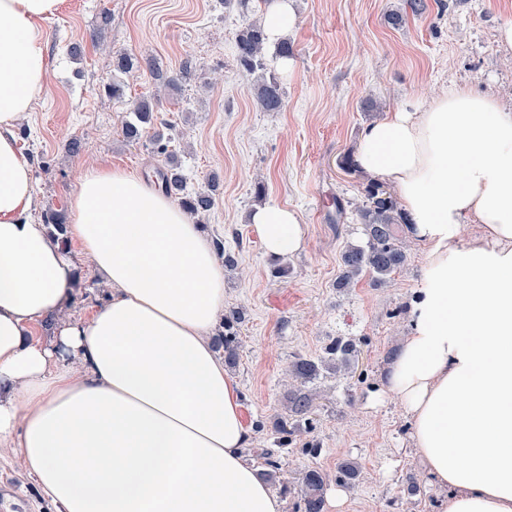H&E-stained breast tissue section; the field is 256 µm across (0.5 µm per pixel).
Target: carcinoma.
Masks as SVG:
<instances>
[{
    "label": "carcinoma",
    "mask_w": 512,
    "mask_h": 512,
    "mask_svg": "<svg viewBox=\"0 0 512 512\" xmlns=\"http://www.w3.org/2000/svg\"><path fill=\"white\" fill-rule=\"evenodd\" d=\"M267 37L262 21H245L236 37L237 57L240 67L249 74L258 75L257 100L265 112H279L284 106V89L277 76L269 68L266 56ZM146 68L152 78L166 88H175L179 78L165 76L154 59L138 58L126 52L115 57L114 70L121 74ZM155 94L141 96L132 111V120L125 123L123 133L131 143L139 142L154 125ZM219 183L216 177L207 179V189L188 192L178 163L169 156L168 168L158 172V187L163 193L177 199L183 210L191 215H204L215 204V192ZM367 203L357 209L363 224L366 242L361 245H348L341 255V272L336 287L347 288L355 279L369 276L375 282L386 280L406 259L405 252L396 236V226L408 224V218L397 208L391 196L380 191V185L373 184L366 190ZM238 320L237 313L224 316L223 330L215 340L216 348L224 349V362L236 364L237 342L233 331ZM336 366L349 364L355 353V345L350 339L336 338L327 349ZM326 361H314L300 357L291 366L292 375L306 383L316 379ZM314 410V398L309 392L299 388L288 396V411L294 416H304ZM303 512H323L324 476L317 469L305 472L303 481Z\"/></svg>",
    "instance_id": "cac0c4a2"
}]
</instances>
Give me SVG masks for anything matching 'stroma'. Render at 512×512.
Listing matches in <instances>:
<instances>
[{"label": "stroma", "instance_id": "1", "mask_svg": "<svg viewBox=\"0 0 512 512\" xmlns=\"http://www.w3.org/2000/svg\"><path fill=\"white\" fill-rule=\"evenodd\" d=\"M421 14L392 25L404 0H295L289 33L295 56L280 74L285 107L262 111L255 78L240 68L235 39L241 8L222 0H64L45 21L51 67L47 89L20 123L17 143L33 166L35 219L47 210L70 213L82 172L117 167L141 175L174 155L188 190L220 181L205 217L207 234L236 257L224 272V307L240 310L239 359L228 373L239 387L242 419L251 434L249 463L265 471L259 448L274 449L280 478L271 485L282 512H301V474L326 475L323 512H438L440 492L416 455L411 429L387 378L407 330L408 301L420 278L425 249L403 243L407 261L384 284L369 278L340 289V255L364 239L356 209L373 175L341 169L372 122L410 98L429 99L452 88L512 103V47L499 40L512 25V0H424ZM81 49L71 56V45ZM151 57L181 73L177 90H157L148 72L116 76L115 53ZM122 79L123 97L105 90ZM157 94L158 121L140 143L122 127L141 94ZM80 141L71 153V141ZM264 196H257V184ZM340 198L344 214L329 206ZM296 210L305 226L303 249L268 256L253 224L258 205ZM85 269V291L70 311L84 317L105 302L109 287ZM286 275H279V268ZM353 339L354 369L322 370L308 385L316 409L289 417L288 440L274 422L293 388L286 370L299 357L320 359L336 337ZM353 462L343 480L336 465ZM344 501H337V492ZM0 512H57L12 449L0 447Z\"/></svg>", "mask_w": 512, "mask_h": 512}]
</instances>
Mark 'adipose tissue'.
Segmentation results:
<instances>
[{
  "label": "adipose tissue",
  "instance_id": "adipose-tissue-1",
  "mask_svg": "<svg viewBox=\"0 0 512 512\" xmlns=\"http://www.w3.org/2000/svg\"><path fill=\"white\" fill-rule=\"evenodd\" d=\"M62 3L0 0V447L58 512H282L215 351L224 268L205 228L117 168L80 175L65 237L32 217L14 131L46 89ZM355 163L392 182L426 249L387 388L439 510L512 512V106L463 88L406 101ZM251 222L270 255L305 243L290 208ZM70 240L112 290L79 320Z\"/></svg>",
  "mask_w": 512,
  "mask_h": 512
}]
</instances>
